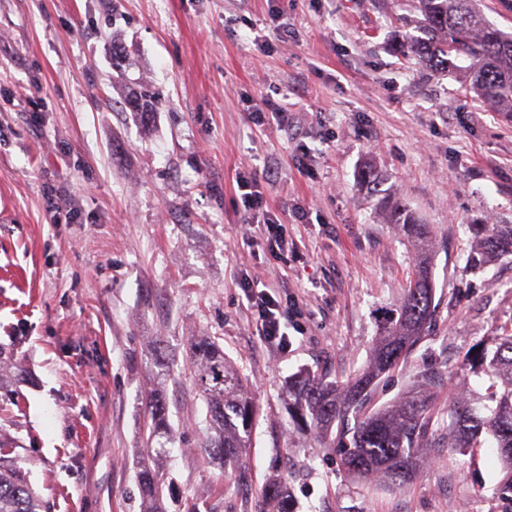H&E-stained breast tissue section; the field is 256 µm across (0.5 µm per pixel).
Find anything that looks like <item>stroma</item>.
<instances>
[{
  "instance_id": "stroma-1",
  "label": "stroma",
  "mask_w": 512,
  "mask_h": 512,
  "mask_svg": "<svg viewBox=\"0 0 512 512\" xmlns=\"http://www.w3.org/2000/svg\"><path fill=\"white\" fill-rule=\"evenodd\" d=\"M396 0H0V448L41 512H143L135 479L150 395L173 441L166 512H512L494 441L448 448L437 426L412 482L347 476L338 448L295 425L288 383L365 369L414 255L359 174L435 238V322L378 389L421 372L439 403L481 391L470 347L512 320V257L467 263L470 225L512 224V120L453 74L393 53ZM125 52L112 60L113 43ZM156 96L149 123L124 106ZM281 121L256 123L264 100ZM288 231L271 256L238 177ZM294 297L289 342L259 335L241 285ZM214 338L257 416L232 479L202 448L190 340Z\"/></svg>"
}]
</instances>
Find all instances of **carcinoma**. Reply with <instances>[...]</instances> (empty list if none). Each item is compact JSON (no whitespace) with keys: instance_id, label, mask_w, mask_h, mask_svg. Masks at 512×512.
I'll return each instance as SVG.
<instances>
[{"instance_id":"carcinoma-1","label":"carcinoma","mask_w":512,"mask_h":512,"mask_svg":"<svg viewBox=\"0 0 512 512\" xmlns=\"http://www.w3.org/2000/svg\"><path fill=\"white\" fill-rule=\"evenodd\" d=\"M407 2L414 18L409 20L412 31L397 46L400 55L435 73L460 72L477 100L512 117V35L488 22L476 0ZM125 105L148 124L152 103L147 95L132 96ZM361 181L382 193L383 176L372 166L365 167ZM389 218L401 226L416 251L415 274L373 347L369 367L341 384L321 375H303L289 390L291 417L318 436L335 426L348 438L341 458L348 475L380 474L400 484L414 475L435 420L446 415L448 447L453 450L470 452L483 446L485 436L494 438L503 465L501 487L512 491V323L496 328L494 336L465 355L469 371L487 379L485 393L462 391L448 397L447 407L441 409L429 391V375L422 373L398 401L367 410L381 380L427 334L435 313L430 231L402 206L391 210ZM470 230L475 267L512 255V224H472ZM191 363L208 407L201 447L223 458L224 465H233L249 443L255 416L248 382L209 336L192 338ZM150 415V446L137 482L144 512H163V476L153 465V457L165 448L161 439H173L163 397L151 398ZM39 507L22 472L0 464V512H39Z\"/></svg>"}]
</instances>
